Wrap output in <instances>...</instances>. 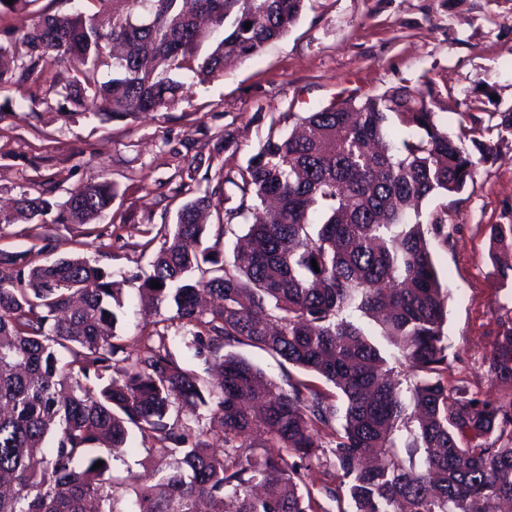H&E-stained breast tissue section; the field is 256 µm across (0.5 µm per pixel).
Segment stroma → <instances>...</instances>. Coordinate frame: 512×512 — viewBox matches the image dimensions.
<instances>
[{
	"label": "stroma",
	"instance_id": "stroma-1",
	"mask_svg": "<svg viewBox=\"0 0 512 512\" xmlns=\"http://www.w3.org/2000/svg\"><path fill=\"white\" fill-rule=\"evenodd\" d=\"M428 83L435 110L450 129L473 118L512 110V0H307L288 33L258 55L230 62L221 77L192 86L176 108L137 123L73 116L55 95L31 101L26 87L0 88V200L19 187L51 186L58 200L92 176L118 190L114 211L130 223L103 219L94 236L81 224L18 223L0 229V248L25 251L49 236L52 257L78 255L110 273L120 290L115 329L127 354L141 346L146 317L139 277L158 251L153 233L176 221L168 199L184 160L170 150L215 156L217 138L231 134L227 166L246 165L264 140L270 116L304 114L350 95ZM500 158L480 164L474 187L449 197L448 244L434 263L451 295L447 304L448 378L466 380L478 396L512 385L491 381L483 360L502 321L512 315V284L501 283L491 258L489 227L512 224V133L497 138ZM214 202L204 246L230 254L244 219L224 225ZM170 456L145 453L138 432L112 461L114 474L165 468Z\"/></svg>",
	"mask_w": 512,
	"mask_h": 512
}]
</instances>
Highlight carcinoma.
I'll return each instance as SVG.
<instances>
[{
    "instance_id": "obj_1",
    "label": "carcinoma",
    "mask_w": 512,
    "mask_h": 512,
    "mask_svg": "<svg viewBox=\"0 0 512 512\" xmlns=\"http://www.w3.org/2000/svg\"><path fill=\"white\" fill-rule=\"evenodd\" d=\"M36 0H0V21ZM43 14L0 45V85H25L102 123L135 122L184 99L188 77L203 84L231 56L247 58L284 36L305 0H83ZM250 28H245L246 23ZM210 51L200 52L205 41ZM68 67L71 76L59 80ZM112 78H101L103 68ZM297 118L271 117L258 152L238 170L185 200L139 286L157 310L172 303L184 345L214 359L212 384L180 366L158 322L135 357L114 333L121 306L110 274L85 258L34 264L31 251L0 250V512H120L116 488H134L135 512H314L312 464L328 466L336 502L350 512H499L512 502V392L482 399L448 384V283L434 245L448 243L443 204L427 220L423 202L474 185L477 162L497 160L491 140L472 153L434 111L430 89L402 88L347 100ZM392 126L407 131L391 140ZM201 163L178 169L171 199L190 190ZM240 180L226 224L253 216L244 247L221 257L192 251L201 220L223 185ZM117 189L99 174L63 201L21 186L0 226L19 221L93 224ZM492 250L512 251V224L489 228ZM319 271H314L312 262ZM160 282L161 288L151 287ZM375 318L369 337L360 318ZM260 349L334 388L288 381V389L233 349ZM408 366L402 384L390 361ZM491 379L512 384V324L485 360ZM121 380H116L114 375ZM213 406L207 432L180 418V405ZM155 437L173 458L151 475L112 473V452L129 428ZM407 429L404 438L398 435ZM103 465L97 469V462Z\"/></svg>"
}]
</instances>
